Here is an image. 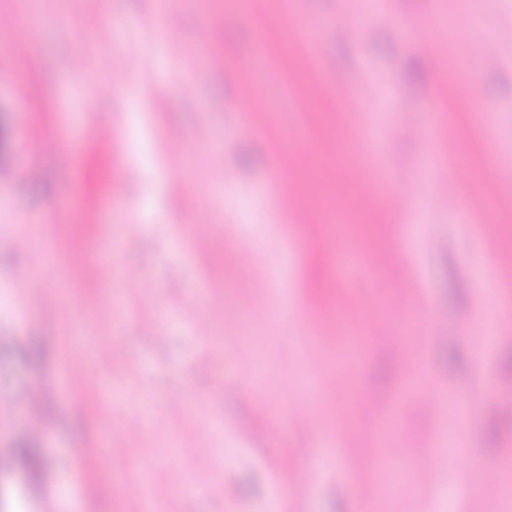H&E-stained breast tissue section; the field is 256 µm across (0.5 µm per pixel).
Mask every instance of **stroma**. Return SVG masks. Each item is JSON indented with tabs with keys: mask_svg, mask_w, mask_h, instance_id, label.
<instances>
[{
	"mask_svg": "<svg viewBox=\"0 0 512 512\" xmlns=\"http://www.w3.org/2000/svg\"><path fill=\"white\" fill-rule=\"evenodd\" d=\"M431 10L496 51L449 44ZM162 13L166 48L152 55L144 25ZM296 26L309 37L295 46ZM307 51L313 65L298 67ZM1 129L0 512L23 493L43 512H132L115 484L146 471L154 512H505L512 322L484 343L477 277L512 299V266L490 257L512 253V0H252L244 14L238 0H0ZM348 129L391 203L342 167L328 174L336 194L320 193L281 150L325 151ZM432 152L456 168L432 170ZM472 179L494 209L458 215ZM345 204L387 254L379 287L335 277L340 245L323 225ZM22 272L70 314L21 303ZM329 303L367 346L315 398L300 381L336 361ZM70 354L99 400L64 380ZM418 380L425 403L402 405ZM34 390L49 423L37 436L21 406ZM148 398L165 426L123 434ZM435 449L441 463L423 468ZM383 456L404 473L386 503L364 493Z\"/></svg>",
	"mask_w": 512,
	"mask_h": 512,
	"instance_id": "obj_1",
	"label": "stroma"
}]
</instances>
